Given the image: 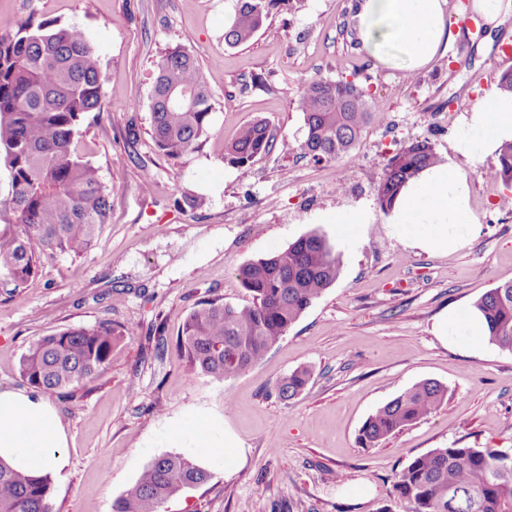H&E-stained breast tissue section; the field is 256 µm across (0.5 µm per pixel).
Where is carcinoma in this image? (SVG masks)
I'll use <instances>...</instances> for the list:
<instances>
[{
	"label": "carcinoma",
	"mask_w": 512,
	"mask_h": 512,
	"mask_svg": "<svg viewBox=\"0 0 512 512\" xmlns=\"http://www.w3.org/2000/svg\"><path fill=\"white\" fill-rule=\"evenodd\" d=\"M286 0H239L224 30L230 46L245 43L270 12ZM305 135L293 143L257 119L241 126L225 147L229 163L244 166L280 146L284 154L339 161L359 149L372 125L386 117L372 111L367 90L347 80L311 78L299 96ZM150 135L158 152L179 160L197 152L210 135L212 94L195 56L183 45L164 49L150 95ZM108 111L97 52L76 27L28 18L0 27V156L9 171V191L0 199V293L20 294L47 251L71 257L85 253L107 223L111 204L98 169L79 156L75 139L84 116ZM439 162L428 138L408 141L391 155L373 182L380 208L388 212L401 187ZM483 178L512 185V142L502 145ZM253 294L249 305L219 297L197 304L178 345L193 372L232 378L257 363L340 276L333 248L311 231L267 258L237 269ZM474 307L483 315L487 339L512 353V282L484 294ZM122 327L103 322L42 337L22 357L20 375L40 392L62 393L100 376L112 363ZM309 372L279 379L278 398L290 401L306 386ZM448 388L419 382L378 408L364 422L360 440L374 447L422 419L447 400ZM212 477L184 454L154 459L112 512H158L185 488ZM393 492L411 512H512V451L434 448L398 474ZM48 475L14 469L0 458V512H50Z\"/></svg>",
	"instance_id": "1"
}]
</instances>
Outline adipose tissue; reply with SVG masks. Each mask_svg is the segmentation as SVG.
I'll return each mask as SVG.
<instances>
[{"label":"adipose tissue","instance_id":"obj_1","mask_svg":"<svg viewBox=\"0 0 512 512\" xmlns=\"http://www.w3.org/2000/svg\"><path fill=\"white\" fill-rule=\"evenodd\" d=\"M447 0H356L358 38L380 64H401L415 71L427 66L440 46L448 43ZM467 134L454 141L463 156L490 155L512 140V95L497 94L472 104L465 118ZM393 232L410 248L431 254L462 245L473 229L470 189L466 175L446 164L422 170L400 190L391 211ZM486 323L474 308L443 311L432 325L441 343L461 344L463 336L485 335ZM178 434H189V450L198 465L223 461L232 468L241 451L232 439H214L208 420L181 421ZM63 428L41 395L0 391V458L23 472L60 471Z\"/></svg>","mask_w":512,"mask_h":512}]
</instances>
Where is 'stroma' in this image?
Instances as JSON below:
<instances>
[{"instance_id":"obj_1","label":"stroma","mask_w":512,"mask_h":512,"mask_svg":"<svg viewBox=\"0 0 512 512\" xmlns=\"http://www.w3.org/2000/svg\"><path fill=\"white\" fill-rule=\"evenodd\" d=\"M350 2L288 0L231 47L224 29L237 0H0V24L31 16L81 30L111 105L88 113L76 137L110 192L97 243L76 258L46 254L24 292L0 295L1 390L29 392L20 360L43 336L102 322L126 328L98 380L47 397L68 458L51 479L52 512H112L151 461L184 452L171 429L190 416L210 419L215 437L233 438L245 458L229 473L216 464L206 485L160 512H411L392 484L415 456L449 445L512 448V353L484 339L447 348L430 332L444 307L512 281L507 189L480 177L489 157L452 149L467 108L496 88L505 65L495 50L512 41V17L492 30L461 19L459 0H448L456 38L408 84L400 68L361 49ZM179 43L198 59L216 113L201 151L174 162L151 139L149 96L161 52ZM314 76L365 86L388 125L368 129L359 151L337 163L277 148L243 167L225 160V145L256 119L302 139L299 92ZM424 137L471 186L476 230L441 255L393 234L372 189L395 150ZM187 193L203 206L184 209ZM360 206L367 224L340 233L337 216ZM312 230L334 247L336 282L245 372L228 380L190 372L177 337L196 304L216 296L250 304L237 268ZM301 368L310 374L301 394L277 398L276 381ZM424 380L447 386L443 406L364 446L366 419ZM349 485L362 495H347Z\"/></svg>"}]
</instances>
